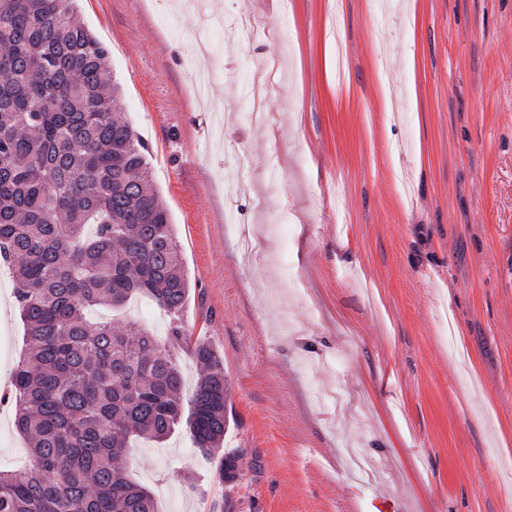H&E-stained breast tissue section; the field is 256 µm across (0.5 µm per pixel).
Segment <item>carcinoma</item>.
Segmentation results:
<instances>
[{"label": "carcinoma", "mask_w": 512, "mask_h": 512, "mask_svg": "<svg viewBox=\"0 0 512 512\" xmlns=\"http://www.w3.org/2000/svg\"><path fill=\"white\" fill-rule=\"evenodd\" d=\"M77 0H0V260L13 267L27 349L14 371L15 424L30 467L0 472V512H157L121 459L132 437L162 441L183 422L197 448L223 451L224 360L208 343L189 412L177 349L190 283L146 146L113 119L118 84ZM171 317L169 346L88 310L135 295Z\"/></svg>", "instance_id": "carcinoma-1"}]
</instances>
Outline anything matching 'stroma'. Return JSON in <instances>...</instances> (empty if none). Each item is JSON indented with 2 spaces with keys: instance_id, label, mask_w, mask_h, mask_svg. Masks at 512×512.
I'll list each match as a JSON object with an SVG mask.
<instances>
[{
  "instance_id": "obj_1",
  "label": "stroma",
  "mask_w": 512,
  "mask_h": 512,
  "mask_svg": "<svg viewBox=\"0 0 512 512\" xmlns=\"http://www.w3.org/2000/svg\"><path fill=\"white\" fill-rule=\"evenodd\" d=\"M78 0L150 152L224 360L237 483L187 426L135 440L159 512H503L512 503V0ZM277 29L249 40L242 19ZM269 126L243 116L269 57ZM255 169L233 180L237 152ZM258 229L251 264L240 229ZM167 343L144 298L119 313ZM25 349L0 268V386ZM27 441L0 406V471Z\"/></svg>"
}]
</instances>
